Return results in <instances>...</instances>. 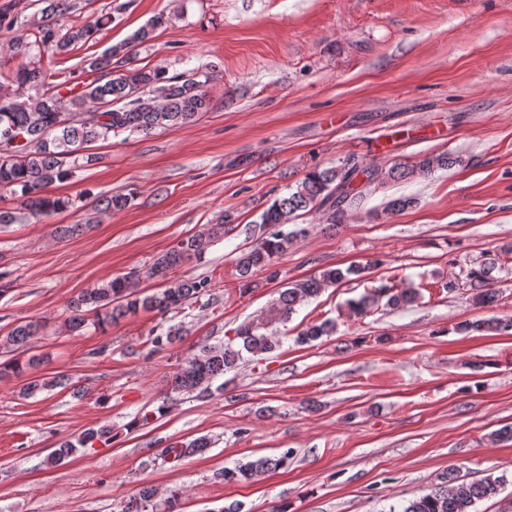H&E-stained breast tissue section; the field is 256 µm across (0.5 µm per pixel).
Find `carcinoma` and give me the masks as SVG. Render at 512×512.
<instances>
[{
    "mask_svg": "<svg viewBox=\"0 0 512 512\" xmlns=\"http://www.w3.org/2000/svg\"><path fill=\"white\" fill-rule=\"evenodd\" d=\"M41 5L40 21L28 23L23 11L17 9L15 0L0 4V30L12 34L9 49L24 58L16 68L0 70L4 79L33 93L23 97L16 93L0 91V139L6 135L23 136V142L5 146L0 142V188L18 196L21 206L34 217L49 216L69 207L66 197L56 196L50 188L75 176V172L96 160L86 152L92 144L106 142L123 133L148 135L159 129L185 125L197 120L209 110L207 86L213 79L209 67L201 66L184 72L169 73L165 67L145 70L131 67L135 47L151 40L153 33L166 23L159 15L133 32L125 41L107 49L100 56L86 60L82 73L93 78H83L81 73H64L43 65L42 55L52 52L67 55L80 43H86L101 29L112 22L107 13L84 24L67 25L65 19L77 10L76 0H36ZM461 162L449 153L432 154L410 165H395L387 170L346 159L330 168H314L296 186L295 191L276 198L259 215L260 235L255 242L236 258L239 276V293L249 292L254 273L269 272V278L278 277L275 260L304 241L310 234L307 224H298L300 216L320 212L326 223L338 226L346 223L352 206L362 198L363 188L378 179L407 180L425 178L438 170L451 168ZM135 197L133 192H119L97 200L102 212H118L127 208ZM235 229L232 216L224 215L220 222L211 224L201 234L183 239L170 251L156 258L145 275L136 272L107 279L82 292L70 303L72 315L65 327L76 331L86 325L87 315H94V322L101 326L139 310L166 314L183 310L194 304L201 307L214 300L216 285L208 277L182 279L171 283V270L181 264L201 257L216 238L224 237ZM381 264L373 259L365 265H352L345 269L329 267L305 281L286 286L272 309L270 319L286 321L303 302L317 296L324 288L342 285L352 280L364 279L370 270ZM495 263L484 262L466 270V280L473 290L474 301L489 306L496 301L493 288ZM153 279L158 288L152 293L138 289L142 278ZM389 306H405L416 302L420 292L416 288H399L393 283L382 284L370 294L348 302L349 310L361 314L381 299ZM43 330L40 320L17 323L0 336V346L17 349L29 344ZM336 330L335 322L325 320L308 324L296 337L298 344H310ZM460 334L509 333L512 317L492 316L487 319L461 322L452 327ZM188 335L183 325L151 331L148 344L151 352L158 353L173 346ZM231 343L210 344L200 342L196 352L184 359L173 376L171 392L206 393L214 380L236 368L243 353L255 357L272 352L277 345L275 337L267 332L263 323L247 322L235 328ZM41 360L32 357L22 363L15 359L8 368L14 374L31 373L21 387V394L31 397L39 392L64 386L65 376H48L34 372ZM110 433L107 428L88 429L74 441H65L47 458L58 464L81 448H91L95 441ZM211 445L206 437L188 443H177L166 449L165 455L178 460L187 454L203 452ZM290 452L278 457L262 456L233 468L216 472V477L226 482L252 481L281 467ZM502 476L491 475L475 482L444 485L407 501L400 510L390 507V512H473L476 503L497 495L504 486ZM182 493L173 490L164 498L155 489L144 487L137 496L129 499L122 512H181Z\"/></svg>",
    "mask_w": 512,
    "mask_h": 512,
    "instance_id": "carcinoma-1",
    "label": "carcinoma"
}]
</instances>
